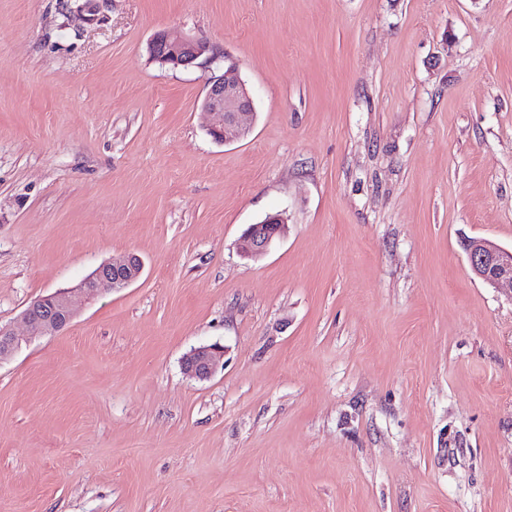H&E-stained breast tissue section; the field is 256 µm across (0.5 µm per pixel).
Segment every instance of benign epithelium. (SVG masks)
<instances>
[{
    "label": "benign epithelium",
    "mask_w": 512,
    "mask_h": 512,
    "mask_svg": "<svg viewBox=\"0 0 512 512\" xmlns=\"http://www.w3.org/2000/svg\"><path fill=\"white\" fill-rule=\"evenodd\" d=\"M150 57L161 64L188 68L202 58L215 59L211 45L202 38L184 35L177 30L157 33L148 46ZM233 66L214 76L208 83L202 109L218 118L211 124L209 134L217 141L230 143L245 137L250 131L248 119L253 115V100L245 85L232 76ZM286 224L281 215H270L257 224L247 227L241 237V251L252 258L266 254L272 242L284 233ZM473 274L482 281L498 288H512V249L506 250L486 239L473 238L465 245ZM143 262L127 253L101 264L81 284L80 291L96 293L125 288L142 274ZM73 318L70 293L59 291L30 304L23 319L34 335L63 330ZM23 338L0 325V361L17 351ZM220 348L203 345L193 348L183 360L185 374L204 381L213 374Z\"/></svg>",
    "instance_id": "benign-epithelium-1"
}]
</instances>
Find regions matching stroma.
<instances>
[{
  "mask_svg": "<svg viewBox=\"0 0 512 512\" xmlns=\"http://www.w3.org/2000/svg\"><path fill=\"white\" fill-rule=\"evenodd\" d=\"M82 4L0 0V512H512V291L465 251L512 248V0ZM166 28L219 62L153 61ZM232 65L213 76L202 101V109L218 118L208 129L219 142L230 143L244 138L250 131L248 119L253 115V100L245 83L233 77ZM285 227L280 214L270 215L257 224H250L241 237V251L252 258L263 256L272 242L284 233ZM143 262L135 254H124L101 264L81 284L79 290L86 293L114 291L126 288L142 274ZM70 293L59 291L30 304L23 319L34 331V336L63 330L73 318ZM220 354L216 344L195 347L184 357L183 370L190 378L207 380L215 371L216 359Z\"/></svg>",
  "mask_w": 512,
  "mask_h": 512,
  "instance_id": "stroma-1",
  "label": "stroma"
}]
</instances>
